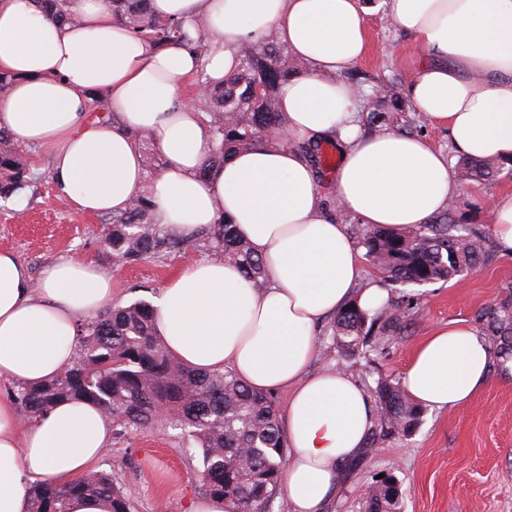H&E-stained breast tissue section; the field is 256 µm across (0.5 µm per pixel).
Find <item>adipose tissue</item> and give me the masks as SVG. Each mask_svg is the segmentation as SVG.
Wrapping results in <instances>:
<instances>
[{"instance_id":"obj_1","label":"adipose tissue","mask_w":512,"mask_h":512,"mask_svg":"<svg viewBox=\"0 0 512 512\" xmlns=\"http://www.w3.org/2000/svg\"><path fill=\"white\" fill-rule=\"evenodd\" d=\"M156 16L201 24L204 54L154 47L113 15L105 0H69L72 25L33 0H0V72L16 76L0 98V126L47 154L56 193L68 207L106 214L128 208L149 185L154 220L184 236L228 220L257 256L262 285L221 259L170 278L154 302L157 331L180 363L232 371L251 389L285 393L283 488L290 512H325L346 463L377 419L367 389L340 370L313 372L318 332L350 303L373 313L388 292L363 284L366 259L337 213L404 233L445 211L457 186L445 155L394 129L364 132L341 81L367 54L362 0H152ZM411 37L405 90L416 112L446 127L456 154L512 157V0H388ZM286 46L307 65L280 88L288 141L261 145L205 168L214 146L202 112L188 101L199 71L222 78L239 48L258 38ZM103 101L116 121L95 117ZM164 165L147 175L138 134ZM335 143L331 195L296 149ZM489 233L512 257V193L490 203ZM112 303V277L93 261L50 260L40 278L0 251V377L46 382L69 367L81 321ZM512 383V357L494 354L465 322L419 341L401 384L431 410L470 404L491 382ZM113 422L85 400L62 401L22 418L0 398V512H29V485L80 480L109 447Z\"/></svg>"}]
</instances>
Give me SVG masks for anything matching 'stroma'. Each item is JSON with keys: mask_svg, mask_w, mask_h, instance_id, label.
Instances as JSON below:
<instances>
[{"mask_svg": "<svg viewBox=\"0 0 512 512\" xmlns=\"http://www.w3.org/2000/svg\"><path fill=\"white\" fill-rule=\"evenodd\" d=\"M368 6V54L354 76L408 79L403 61L413 42L394 25L382 0H369ZM384 125L404 133L418 131L449 161L457 159L446 131L424 122L419 113H387ZM30 163L33 187L0 201V250L14 252L32 273L61 255L90 259L111 273L112 303L117 306L154 301L170 277L206 257L205 249L190 248L164 259L113 262L100 242L101 216L76 212L57 198L46 155L31 151ZM502 192H512V178L458 185L456 219L487 229V203ZM415 302L405 312L403 336L384 350L345 363L328 349L318 354L315 369L346 368L369 390L381 377L400 380L413 347L432 329L456 321L475 326L485 308L512 306V258L490 250L479 269L422 287ZM198 468V457L190 455L180 432L166 423L137 430L114 426L111 445L93 466L112 474L130 512H190L192 501L205 493ZM381 474L398 482L402 512H512V386L492 383L468 405L425 411L409 436L378 438L375 447L350 465L326 512H364L365 491Z\"/></svg>", "mask_w": 512, "mask_h": 512, "instance_id": "stroma-1", "label": "stroma"}]
</instances>
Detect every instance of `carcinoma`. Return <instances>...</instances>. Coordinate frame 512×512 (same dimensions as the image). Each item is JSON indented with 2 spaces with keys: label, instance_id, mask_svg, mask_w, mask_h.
I'll return each instance as SVG.
<instances>
[{
  "label": "carcinoma",
  "instance_id": "obj_1",
  "mask_svg": "<svg viewBox=\"0 0 512 512\" xmlns=\"http://www.w3.org/2000/svg\"><path fill=\"white\" fill-rule=\"evenodd\" d=\"M42 13L62 23L74 22L68 0H36ZM151 0H107L113 15L156 47L179 43L204 52L202 31L193 34L184 25L152 14ZM295 72L288 49L260 39L241 48L238 66L220 81L200 71L195 83L205 87L198 98L213 136L220 146L207 158L206 167L224 163L239 151L286 138L279 110V89ZM356 103L372 123L384 119L389 108L405 107L402 82L395 78L365 87L347 79ZM302 156L323 174L322 150L296 144ZM454 170L461 182H494L512 176V158L459 159ZM33 180L27 152L17 148L12 134L0 127V200L8 201ZM454 204L436 220L404 235L383 228L358 226L357 244L396 296L371 315L350 304L331 320L329 339L341 357L361 347L370 351L400 335L404 328L401 304L409 289L446 282L483 265L488 256L485 237L470 224L455 221ZM101 243L122 264L181 252L201 245L219 258L240 266L254 283H262L263 262L235 225L223 221L194 239L173 237L153 220V203L145 190L129 207L103 218ZM484 334L506 352H512V310L501 308L480 314ZM79 354L66 370L37 386L18 384L12 393L30 418L62 399L91 401L125 428L152 425L160 409L173 411L175 426L187 448L200 460L206 492L237 503L240 512H288L282 491L287 449L280 434L277 404L268 395L249 389L230 371L199 372L177 362L157 335L153 306L137 301L109 306L82 320ZM373 398L379 429L370 433L367 447L386 434H412L423 414L402 386L380 379ZM112 499V512H130L128 499L108 472L91 474L70 485L35 481L29 488V512H68L76 496ZM401 492L389 477L368 489L365 512H397Z\"/></svg>",
  "mask_w": 512,
  "mask_h": 512
}]
</instances>
